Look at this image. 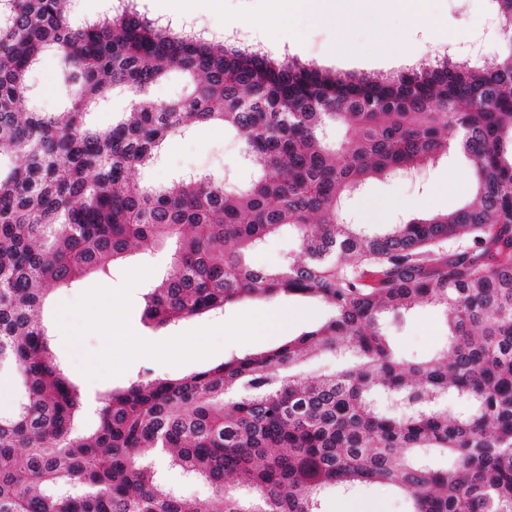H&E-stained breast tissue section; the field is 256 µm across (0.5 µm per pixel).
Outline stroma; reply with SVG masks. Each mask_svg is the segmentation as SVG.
<instances>
[{"label": "stroma", "mask_w": 512, "mask_h": 512, "mask_svg": "<svg viewBox=\"0 0 512 512\" xmlns=\"http://www.w3.org/2000/svg\"><path fill=\"white\" fill-rule=\"evenodd\" d=\"M261 0H206L200 7L189 0H136L142 15L157 20L162 12L180 15L189 27L220 35L228 19H243L262 9ZM492 0H426L425 15L411 18L392 11L386 28H376L371 17L354 22L344 33L347 40L369 46L387 36L388 30L403 33L388 58L372 52L350 60L336 55V29L312 23L304 13L288 16L289 60L311 64L333 73L358 77L389 78L411 70L442 51L444 36H453L457 59L480 53L483 65H493L497 50ZM40 108L46 112L64 109L66 88L60 79V64L45 55L29 75ZM196 172H211L243 183L253 170L246 164L241 141L224 127L203 132L195 126L187 133L166 140L158 162L144 171L143 179L157 184ZM471 174L465 157L450 154L439 164L426 167L417 179L377 178L350 200L355 223L384 226L413 217L445 213L462 206L468 198ZM169 267L166 251L150 254L134 251L109 274H92L74 286L56 289L43 310L51 348L73 383L84 396L120 390L135 379H176L218 365L224 359L267 351L288 339L321 325L328 307L315 299L281 295L273 299L252 298L226 305L224 310L150 328L144 325V296ZM114 307L105 311L104 297ZM288 311L293 321L287 332L260 336L256 328L269 310ZM125 325L151 344L148 354L131 355L115 346L116 325ZM385 330L399 354L408 359L426 358L448 342V326L441 311L423 305L401 316H387ZM198 336L207 337L205 348L194 346ZM326 512H407V499L395 490L366 485L351 495H330Z\"/></svg>", "instance_id": "stroma-1"}]
</instances>
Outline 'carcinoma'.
Wrapping results in <instances>:
<instances>
[{
  "label": "carcinoma",
  "instance_id": "1",
  "mask_svg": "<svg viewBox=\"0 0 512 512\" xmlns=\"http://www.w3.org/2000/svg\"><path fill=\"white\" fill-rule=\"evenodd\" d=\"M493 2L495 68L448 57L375 80L228 48L128 7L76 26L72 0H0V156L19 160L0 165V375L19 382L0 413V512H201L152 466L159 457L211 486V512H323L325 490L371 483L403 493L410 512H512V0ZM46 53L67 87L62 112L41 111L29 89ZM173 72L190 90L154 99ZM115 95L134 109L88 125ZM193 123L233 130L254 177L133 179ZM333 124L351 131L337 147ZM454 143L471 170L463 206L381 233L348 222L368 180L433 165ZM284 232L303 259L248 262ZM136 244L169 253L145 296L157 326L281 293L316 297L331 316L273 350L106 393L81 434L44 303ZM422 301L443 310L448 346L401 358L382 319ZM318 351L355 366L292 372ZM239 474L252 496L229 485Z\"/></svg>",
  "mask_w": 512,
  "mask_h": 512
}]
</instances>
